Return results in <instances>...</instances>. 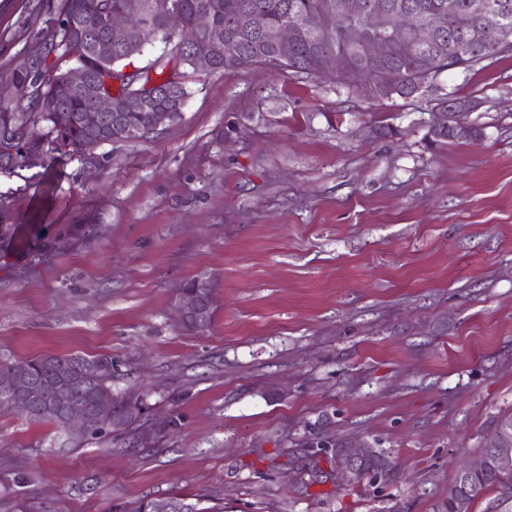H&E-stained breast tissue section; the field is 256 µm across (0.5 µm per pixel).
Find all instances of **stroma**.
Wrapping results in <instances>:
<instances>
[{"instance_id":"stroma-1","label":"stroma","mask_w":512,"mask_h":512,"mask_svg":"<svg viewBox=\"0 0 512 512\" xmlns=\"http://www.w3.org/2000/svg\"><path fill=\"white\" fill-rule=\"evenodd\" d=\"M46 0H0V79L41 47ZM149 138L0 176V360L108 355L151 440L54 447L0 413V512H437L512 412V52L376 102L334 78L199 71ZM445 97L477 140L432 145ZM399 130L376 137V121ZM216 315L183 330L181 282ZM388 451L396 479L301 483L308 425ZM476 107L477 105L468 99L453 98L449 101L448 99L442 100L440 110L444 111L436 112L435 119L428 126L429 134L440 133L447 126L449 127L451 119H454L453 123H456L455 120L459 121V124L454 125L455 132L460 134L469 132L470 126L474 124L470 120V116ZM460 118H465L467 122H463Z\"/></svg>"}]
</instances>
